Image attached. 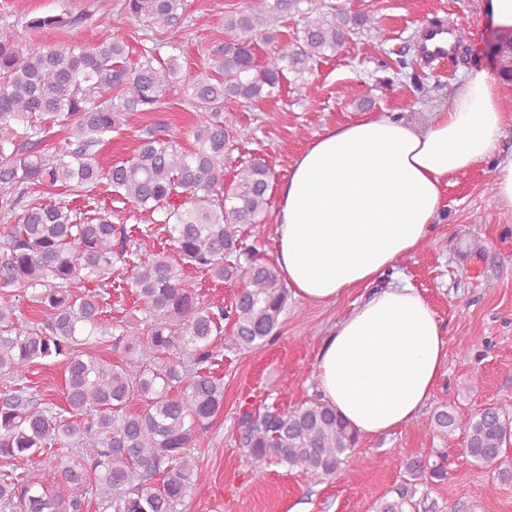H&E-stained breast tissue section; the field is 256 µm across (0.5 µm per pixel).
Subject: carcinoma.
Wrapping results in <instances>:
<instances>
[{
  "instance_id": "cac0c4a2",
  "label": "carcinoma",
  "mask_w": 512,
  "mask_h": 512,
  "mask_svg": "<svg viewBox=\"0 0 512 512\" xmlns=\"http://www.w3.org/2000/svg\"><path fill=\"white\" fill-rule=\"evenodd\" d=\"M309 7L301 9L302 3ZM124 18L175 30L187 19L184 0H120ZM299 16L301 36L284 41L261 63L254 41L278 39L275 24ZM76 20L65 13L19 19L24 29H60ZM378 27L361 15L326 10L319 0H247L224 13V35L210 63L185 76L175 58L148 48L130 65L125 38L116 33L89 45L31 44L13 31L0 33V191L17 192L11 208L19 223L3 227L0 248V376L25 379L31 364L64 363V406L43 402L21 388L0 398V458L37 456L52 444L63 456L51 470L36 468L0 479V507L11 512H86L87 495L112 512H179L190 494L195 452L224 409V381L208 366L227 320L234 344L265 345L275 335L288 302L277 267L261 260L263 243L243 244L239 226L260 224L267 213L271 171L254 157L226 179L224 159L248 130L224 120L227 100L253 104L277 97L287 74L308 72L327 52H337L358 29ZM501 75L512 82V40L494 46ZM180 91L197 112L194 145L162 135L164 124L144 129L134 154L106 168L96 147L131 112H154ZM68 132L59 151L39 148L49 126ZM61 185L87 196L103 184L148 214L152 224L129 229L99 210L84 220L68 200L44 203L41 186ZM186 200L175 206L174 196ZM165 229L170 248L140 256L138 236ZM220 282H243L229 309L205 305L189 288L186 268ZM128 269L143 317L122 321L116 343L128 359L112 364L83 350L109 335L104 321L112 276ZM44 319L27 320L20 301ZM138 411L128 410L133 400ZM457 415L443 408L430 427L446 432ZM244 447L255 476L275 463L325 477L349 467L358 436L335 409L312 399L291 411L242 413ZM512 447V418L488 405L466 424V454L481 467L502 463ZM448 456L407 455L403 478L373 504V512H433L420 487L448 474ZM61 483L70 495L54 494Z\"/></svg>"
}]
</instances>
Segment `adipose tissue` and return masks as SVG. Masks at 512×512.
Wrapping results in <instances>:
<instances>
[{"label": "adipose tissue", "mask_w": 512, "mask_h": 512, "mask_svg": "<svg viewBox=\"0 0 512 512\" xmlns=\"http://www.w3.org/2000/svg\"><path fill=\"white\" fill-rule=\"evenodd\" d=\"M512 107L486 69L468 71L426 131L386 112L325 129L295 159L274 211L276 266L295 298L361 302L336 322L316 365L322 401L359 436L413 422L443 374L448 341L415 287L383 283L429 239L453 177L491 164L512 212V155L499 151Z\"/></svg>", "instance_id": "1"}]
</instances>
